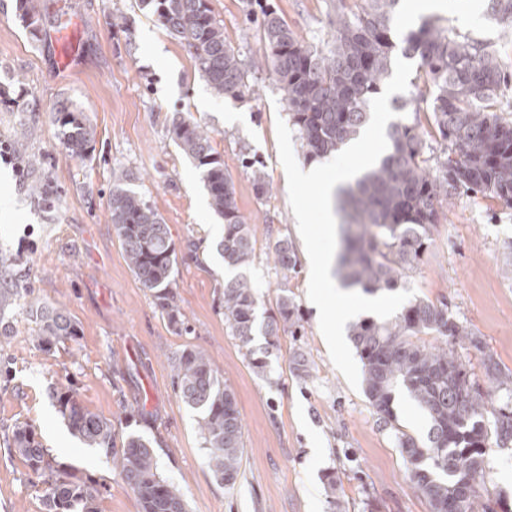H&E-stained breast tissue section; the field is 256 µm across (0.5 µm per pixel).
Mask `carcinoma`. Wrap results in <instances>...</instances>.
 Returning <instances> with one entry per match:
<instances>
[{
	"label": "carcinoma",
	"instance_id": "carcinoma-1",
	"mask_svg": "<svg viewBox=\"0 0 512 512\" xmlns=\"http://www.w3.org/2000/svg\"><path fill=\"white\" fill-rule=\"evenodd\" d=\"M360 2L354 17L336 23L332 46L322 48L301 39L274 8L261 6L260 0H243L247 12L256 6L261 11L262 53L252 66L270 75L311 159L336 153L367 126L370 102L391 72L395 51L417 60L409 97L395 101V109L414 104L418 112L426 104L434 133L444 142L442 154L423 156L416 128L396 122L388 131L391 148L386 155L354 183L338 188L345 211L338 257L344 285L376 293L403 286L406 271L415 268L427 249L440 209L459 191L512 206V120L498 113L505 75L490 44L427 18L397 44L392 30L399 0ZM488 2L495 20L512 24V0ZM137 6L185 43L215 95L238 97L249 88L246 64L224 37L209 0H138ZM16 13L36 35L41 20L30 0H17ZM53 116L64 133L68 156L89 158L94 128L64 101L54 106ZM169 133L180 153L197 162L210 208L224 220L217 251L225 263L241 270L224 283V324L247 347L252 370L265 379L267 356L257 354L250 344L258 334L272 346L280 334L298 332L294 299L283 288L275 308L259 316L254 286L243 273L254 252V234L237 205L233 179L201 123L176 114ZM250 168L256 196H270L263 166L253 162ZM129 180L126 174L113 180L111 224L127 267L152 293L155 308L169 326L180 332L187 321L172 288L175 243L161 215L128 187ZM274 256L281 270L296 271L298 255L291 241L279 240ZM30 314L38 325L36 346L45 353L78 336L76 323L58 304L35 300ZM433 333L444 341H421ZM351 336L363 364L365 396L381 422H396L393 401L399 388L430 420L425 441L396 433L410 464L409 479L426 496L430 512H495L494 504L476 488L488 440L484 418H494L496 440L505 444L512 441V409L507 404L488 408V393L474 386L466 365L446 341L467 338L471 332L448 317L446 304L413 298L389 321L355 323ZM172 371L180 399L198 414L207 467L218 482L233 487L244 451L233 391L197 348L176 351ZM56 403L72 434L120 468L141 512H187L182 493L160 474L154 440L134 434L117 438L112 421L82 407L70 390L56 393ZM12 447L39 478L45 512H99V489L57 461L37 440L33 426H15Z\"/></svg>",
	"mask_w": 512,
	"mask_h": 512
}]
</instances>
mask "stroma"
Here are the masks:
<instances>
[{"instance_id":"obj_1","label":"stroma","mask_w":512,"mask_h":512,"mask_svg":"<svg viewBox=\"0 0 512 512\" xmlns=\"http://www.w3.org/2000/svg\"><path fill=\"white\" fill-rule=\"evenodd\" d=\"M306 41L332 42L339 16L357 12L358 0H270ZM224 34L245 62L256 59L260 33L242 0H209ZM437 11L461 33L490 42L512 69V29L486 14L468 16L464 0ZM46 29L58 15L78 26L83 55L78 67L60 69L45 31L31 36L16 18L15 0H0V142H8L22 172L0 164V292L27 288L32 297L59 304L78 324L75 341L47 354L34 345L37 327L27 300L0 306V328L11 339L0 348L9 362L0 376V512H44L39 479L9 442L16 423L34 426L58 461L79 469L100 491V512H140L119 469L82 446L57 412L52 391L73 388L87 410L111 420L117 436L156 439L161 475L181 491L187 512H430L410 481L395 437H426L430 422L404 393H396V429L380 424L363 389H352L332 363L307 297L309 258L292 213L287 177L279 161L276 121L288 110L267 72H249L244 96L217 97L194 67L184 43L171 36L136 0H32ZM124 28L112 27L116 14ZM68 101L95 129L91 157L65 152L52 121L57 102ZM199 121L231 174L240 210L255 233L248 278L261 309H271L280 288L297 305L304 332L267 346L270 380L248 364L246 347L229 334L219 296L224 260L215 249L223 221L209 206L201 171L168 133L174 113ZM263 164L272 186L257 199L243 158ZM168 224L180 257L172 286L188 328L175 332L150 292L127 268L109 222L115 176ZM48 185L47 198L31 194ZM288 237L299 263L287 274L272 258L273 243ZM198 241L196 256L187 244ZM415 297L445 303L448 315L472 333L455 349L473 383L495 404L512 391L489 380L483 358L492 355L512 375V207L457 195L431 230L423 260L409 271ZM203 350L233 390L243 422L244 455L233 488L218 483L205 462L196 413L172 388L171 356L183 347ZM304 355L308 377L297 376ZM336 488L328 490L327 475ZM478 490L512 512V442L488 440L485 476Z\"/></svg>"}]
</instances>
